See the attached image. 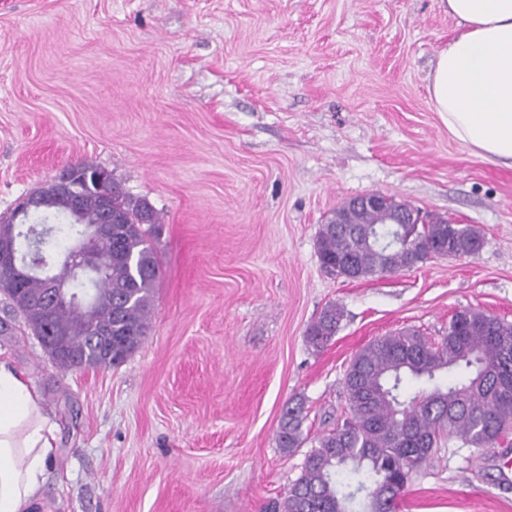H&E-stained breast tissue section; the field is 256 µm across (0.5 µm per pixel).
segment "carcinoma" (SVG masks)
<instances>
[{
	"label": "carcinoma",
	"instance_id": "cac0c4a2",
	"mask_svg": "<svg viewBox=\"0 0 512 512\" xmlns=\"http://www.w3.org/2000/svg\"><path fill=\"white\" fill-rule=\"evenodd\" d=\"M32 193L51 201L52 214L62 215L67 204L54 185ZM112 212L121 223L112 225V242L98 244L101 259L90 281L91 298L48 306L41 325L51 336L66 329L67 354L50 356L62 371L107 368L124 362L142 343L150 328L155 287L161 265L156 245L160 218L145 197L126 192L112 180ZM340 224L321 225L316 249L322 268L337 277L356 280L384 277L411 270L434 255L474 256L485 246L473 225L453 224L431 215L424 223L403 227L381 223L380 214L357 208L341 209ZM95 200L86 199L84 214L56 228L38 260L51 267L66 254L73 231L99 224ZM378 228L391 246L367 242L365 230ZM34 225L0 224V234L17 236L20 268L8 297L27 317L30 303L41 298L43 272L27 266L29 235ZM344 310L326 306L306 331V341L322 350L335 336ZM102 335L96 336L93 326ZM112 343V363L104 360L103 345ZM512 371V324L485 311L465 308L448 323V334L436 343L416 332H396L369 342L351 359L345 374L347 411L336 427L322 435L306 454L302 470L274 512H398L411 474L428 460L419 452L439 446L445 437L476 448H493L512 429V392H499L503 368ZM406 380L422 385L411 395ZM305 403L292 398L282 407L276 442L285 454L301 447Z\"/></svg>",
	"mask_w": 512,
	"mask_h": 512
}]
</instances>
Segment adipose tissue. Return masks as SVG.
I'll list each match as a JSON object with an SVG mask.
<instances>
[{
  "label": "adipose tissue",
  "mask_w": 512,
  "mask_h": 512,
  "mask_svg": "<svg viewBox=\"0 0 512 512\" xmlns=\"http://www.w3.org/2000/svg\"><path fill=\"white\" fill-rule=\"evenodd\" d=\"M460 33L429 74L435 112L474 154L512 168V0H438ZM54 425L22 373L0 361V512H37Z\"/></svg>",
  "instance_id": "ef3b65f1"
}]
</instances>
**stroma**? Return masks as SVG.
I'll return each instance as SVG.
<instances>
[{
	"instance_id": "1",
	"label": "stroma",
	"mask_w": 512,
	"mask_h": 512,
	"mask_svg": "<svg viewBox=\"0 0 512 512\" xmlns=\"http://www.w3.org/2000/svg\"><path fill=\"white\" fill-rule=\"evenodd\" d=\"M458 32L438 0H0V214L86 160L161 218L150 329L120 365L59 370L0 294V359L55 426L40 512H266L344 413L370 340L437 342L464 308L512 323V168L452 137L428 90ZM367 192L486 244L331 276L319 227ZM331 303L345 317L312 351ZM292 397L305 441L286 456ZM400 512H512V435L445 439ZM343 318L344 310L339 305L326 306L306 331L308 345L315 351H321L335 336ZM306 419L305 403L301 398L289 399L282 407L276 442L286 455L292 454L304 442L303 423Z\"/></svg>"
}]
</instances>
